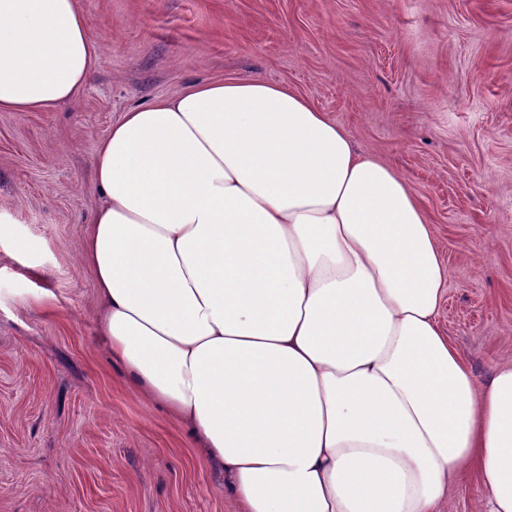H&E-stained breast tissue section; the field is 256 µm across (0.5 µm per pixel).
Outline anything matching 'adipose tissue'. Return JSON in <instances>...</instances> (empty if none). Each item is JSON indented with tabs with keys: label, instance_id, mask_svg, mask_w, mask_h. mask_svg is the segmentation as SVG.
<instances>
[{
	"label": "adipose tissue",
	"instance_id": "ef3b65f1",
	"mask_svg": "<svg viewBox=\"0 0 512 512\" xmlns=\"http://www.w3.org/2000/svg\"><path fill=\"white\" fill-rule=\"evenodd\" d=\"M76 0H0V110L71 103ZM81 254L126 383L224 472L231 512H512V362L439 324L448 270L407 179L294 88L194 84L101 139ZM485 493L486 490L476 475L465 473L448 494V510L446 512H476V505Z\"/></svg>",
	"mask_w": 512,
	"mask_h": 512
}]
</instances>
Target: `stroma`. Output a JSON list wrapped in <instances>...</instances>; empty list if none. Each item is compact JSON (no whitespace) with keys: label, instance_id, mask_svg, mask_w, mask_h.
I'll return each instance as SVG.
<instances>
[{"label":"stroma","instance_id":"35a3bbf8","mask_svg":"<svg viewBox=\"0 0 512 512\" xmlns=\"http://www.w3.org/2000/svg\"><path fill=\"white\" fill-rule=\"evenodd\" d=\"M76 100L0 111V512H229L224 476L130 388L81 253L94 149L189 85L296 89L404 175L448 270L441 324L478 380L512 356V0H77Z\"/></svg>","mask_w":512,"mask_h":512}]
</instances>
